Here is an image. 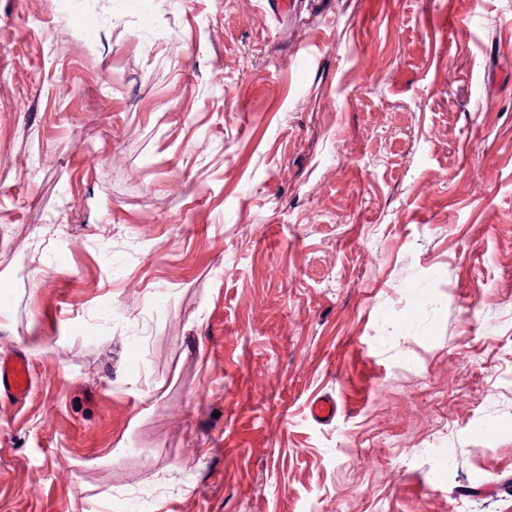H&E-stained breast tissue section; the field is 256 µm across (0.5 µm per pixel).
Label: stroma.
Listing matches in <instances>:
<instances>
[{
    "label": "stroma",
    "instance_id": "35a3bbf8",
    "mask_svg": "<svg viewBox=\"0 0 512 512\" xmlns=\"http://www.w3.org/2000/svg\"><path fill=\"white\" fill-rule=\"evenodd\" d=\"M294 2L0 0V512H512V0ZM31 372L27 357L0 362V392L14 401L26 400L30 393Z\"/></svg>",
    "mask_w": 512,
    "mask_h": 512
}]
</instances>
